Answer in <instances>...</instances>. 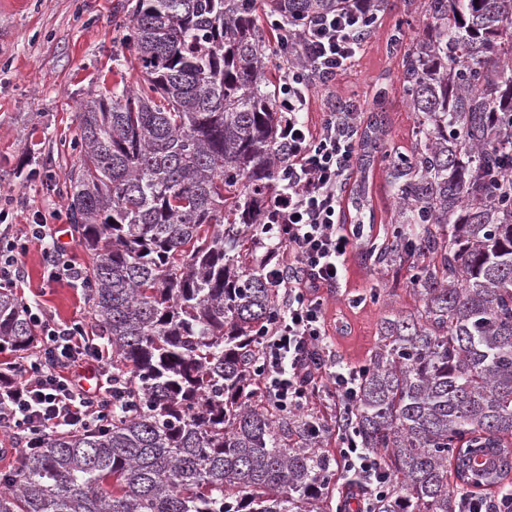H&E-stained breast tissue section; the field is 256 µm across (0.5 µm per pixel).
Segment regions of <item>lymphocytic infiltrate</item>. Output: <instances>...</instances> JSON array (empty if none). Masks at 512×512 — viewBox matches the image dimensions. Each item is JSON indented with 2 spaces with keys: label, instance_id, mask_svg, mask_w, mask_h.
<instances>
[{
  "label": "lymphocytic infiltrate",
  "instance_id": "1",
  "mask_svg": "<svg viewBox=\"0 0 512 512\" xmlns=\"http://www.w3.org/2000/svg\"><path fill=\"white\" fill-rule=\"evenodd\" d=\"M367 19L362 0H350L340 12L306 22L302 32L285 39L282 50L302 49L322 71L346 75L363 51L359 30ZM309 80V75L292 70L280 88L288 170L263 224L275 241V260L264 264L262 273L284 296L276 323L260 334V386L264 396L283 410L303 406L309 394L328 385L338 408L345 411L357 397V370L327 363L322 291L346 283L348 254L361 240L358 228L347 226L342 205V190L354 171L357 132L338 112L326 113L321 128L311 131L304 116ZM30 231L44 247L47 280L64 275L77 279L78 270L59 242L58 227L34 224ZM30 318L43 326L46 346L27 365L25 381L15 382L0 372V413L34 440L111 416L112 375L103 369L102 348L83 336L79 326L44 325L37 310ZM86 368L95 372L91 390L82 384ZM337 442L339 467L347 474L341 512H369L373 498L390 484L376 458L358 447L347 431L338 430Z\"/></svg>",
  "mask_w": 512,
  "mask_h": 512
}]
</instances>
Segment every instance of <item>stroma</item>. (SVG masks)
I'll return each instance as SVG.
<instances>
[{
	"label": "stroma",
	"instance_id": "stroma-1",
	"mask_svg": "<svg viewBox=\"0 0 512 512\" xmlns=\"http://www.w3.org/2000/svg\"><path fill=\"white\" fill-rule=\"evenodd\" d=\"M125 0H0V207L7 213L9 234L24 235L29 224L68 225L66 202L47 191V183L64 184L79 160L76 115L81 104L112 93L115 82L132 85L141 74L132 64L134 53L121 42V25L130 18ZM368 39L351 75L328 84L312 83L307 104L308 124L320 126L328 98H342L371 110L378 89H385L388 123L385 144L410 151L415 115L397 78L399 57L388 55L391 29L403 26L415 38L423 22L419 0L404 5L394 0ZM45 253L29 243L21 256V276L11 287L23 304L39 308L45 317L64 325L81 324L96 337V320L84 288L62 280L44 279ZM345 287L328 292L325 316L333 359L353 366L367 364L378 341L383 314L421 310L422 300L410 283V264L382 270L362 260L348 259ZM378 299H371V292ZM301 418H318L324 425L320 449L335 453L336 410L328 391L311 396Z\"/></svg>",
	"mask_w": 512,
	"mask_h": 512
}]
</instances>
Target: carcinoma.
<instances>
[{
    "mask_svg": "<svg viewBox=\"0 0 512 512\" xmlns=\"http://www.w3.org/2000/svg\"><path fill=\"white\" fill-rule=\"evenodd\" d=\"M348 2L127 0L122 41L142 80L81 106L79 161L56 188L91 255L83 287L112 350L117 408L21 449L0 477V512H322L336 461L307 421L260 400L258 331L277 294L241 257L288 166L266 71L313 70L264 43L258 10L291 35ZM422 10L412 42L398 26L386 45L415 114L412 151L383 146L385 90L356 116L351 223H375L378 166L395 205L387 242L360 255L381 268L430 258L411 276L422 310L381 317L340 416L396 484L376 512H462L463 448L499 450L481 497L512 475V0ZM35 339L1 288L0 348Z\"/></svg>",
    "mask_w": 512,
    "mask_h": 512,
    "instance_id": "carcinoma-1",
    "label": "carcinoma"
}]
</instances>
